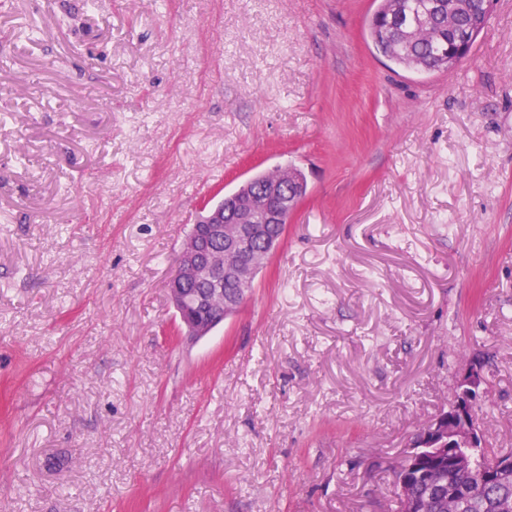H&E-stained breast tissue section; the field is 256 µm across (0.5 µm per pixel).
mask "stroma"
<instances>
[{
	"label": "stroma",
	"mask_w": 512,
	"mask_h": 512,
	"mask_svg": "<svg viewBox=\"0 0 512 512\" xmlns=\"http://www.w3.org/2000/svg\"><path fill=\"white\" fill-rule=\"evenodd\" d=\"M374 0H0V512H394L483 363L512 448V0L469 57ZM307 180L245 303L183 338L203 205ZM458 0H448V12L435 4L442 1L404 0L405 9L400 22L386 28L377 18L371 17L368 36L381 56L404 69L424 72L448 71L462 63L469 54V47L480 25L464 32H455L448 54V31L455 25Z\"/></svg>",
	"instance_id": "1"
}]
</instances>
